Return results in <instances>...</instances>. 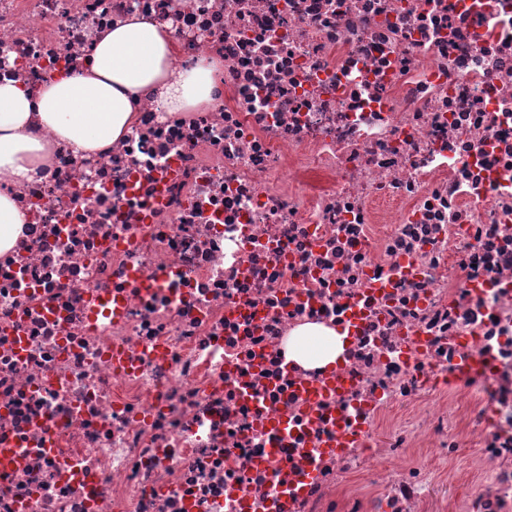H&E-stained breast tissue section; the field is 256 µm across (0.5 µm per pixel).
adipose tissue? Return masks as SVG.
Here are the masks:
<instances>
[{
  "label": "adipose tissue",
  "mask_w": 512,
  "mask_h": 512,
  "mask_svg": "<svg viewBox=\"0 0 512 512\" xmlns=\"http://www.w3.org/2000/svg\"><path fill=\"white\" fill-rule=\"evenodd\" d=\"M171 40L163 26L133 16L95 42L87 74L47 83L38 102L13 81L0 82V254L29 222L5 186L36 181L54 141L87 155L109 146L123 138L135 119L133 104L146 92L168 112L211 104L212 67L174 77Z\"/></svg>",
  "instance_id": "obj_1"
}]
</instances>
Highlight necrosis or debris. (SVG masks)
I'll use <instances>...</instances> for the list:
<instances>
[{
	"label": "necrosis or debris",
	"instance_id": "necrosis-or-debris-1",
	"mask_svg": "<svg viewBox=\"0 0 512 512\" xmlns=\"http://www.w3.org/2000/svg\"><path fill=\"white\" fill-rule=\"evenodd\" d=\"M133 14L218 95L13 186L0 512H512V0H0V81Z\"/></svg>",
	"mask_w": 512,
	"mask_h": 512
}]
</instances>
